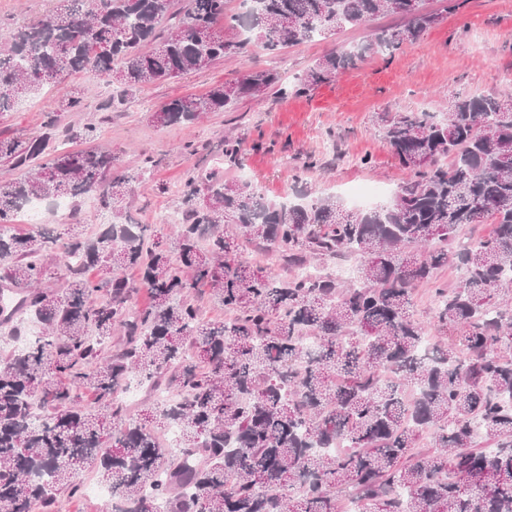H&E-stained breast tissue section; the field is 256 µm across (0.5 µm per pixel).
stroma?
Instances as JSON below:
<instances>
[{
    "label": "stroma",
    "mask_w": 512,
    "mask_h": 512,
    "mask_svg": "<svg viewBox=\"0 0 512 512\" xmlns=\"http://www.w3.org/2000/svg\"><path fill=\"white\" fill-rule=\"evenodd\" d=\"M367 35V30L349 28L278 54L227 57L188 76L126 93L106 78L69 75L0 112V135L39 131L46 113L61 111L65 100L80 97L83 109L73 114V121L99 126L97 146L112 152L115 171L136 178L125 201L129 214L156 228L167 212L181 210L180 184L193 168L213 166L225 136L245 141L243 164L233 175L250 181L265 200L339 196L345 187L366 182L394 188L405 176L382 138L379 114L422 109L441 113L460 93L512 95V0H464L458 12L444 15L416 42L391 54H373L312 91L284 96L270 89L188 127L149 120L171 99L205 93L250 68L275 71L296 83L324 54L360 45ZM119 93L124 104L105 111V104ZM188 142L195 154L184 151ZM145 153L156 160L146 172L141 169ZM310 154L319 155V166L295 181L296 168ZM363 156L369 157V165H359ZM102 222L94 197L85 196L76 211L47 213L45 226L63 234L79 224L93 234Z\"/></svg>",
    "instance_id": "obj_1"
}]
</instances>
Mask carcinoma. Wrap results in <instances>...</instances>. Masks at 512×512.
I'll return each instance as SVG.
<instances>
[{
  "label": "carcinoma",
  "mask_w": 512,
  "mask_h": 512,
  "mask_svg": "<svg viewBox=\"0 0 512 512\" xmlns=\"http://www.w3.org/2000/svg\"><path fill=\"white\" fill-rule=\"evenodd\" d=\"M423 0H58L0 50V112L63 75L91 73L132 90L224 57L279 53L315 36L377 28L318 59L296 92L328 83L369 55L420 39L440 18ZM242 29L243 40L224 36ZM276 87L251 69L234 83L175 98L161 125H189ZM383 136L407 172L389 202L350 210L334 196L269 202L224 171L243 142L224 138V168L193 170L170 236L123 213L133 192L112 152L64 150L99 127L48 112L41 133L0 136V271L22 295L38 338L0 361V512H56L97 467L119 512H512V96H463L442 116L386 112ZM95 197L108 222L94 236L21 232L26 202ZM488 235L455 251L461 227ZM249 246L288 269L264 270ZM59 251L62 287L44 292ZM317 255L355 257L348 279L295 270ZM451 266L458 285L438 272ZM108 271L91 279L89 270ZM427 286L432 325L411 313ZM146 288L151 303L129 307ZM229 318L206 322L198 295ZM122 343L101 357L115 327ZM431 336L421 356L422 337ZM313 343H307L308 339ZM128 383L172 393L133 419ZM89 392V406L79 395ZM176 427V447L159 434ZM343 442L334 456L322 452Z\"/></svg>",
  "instance_id": "cac0c4a2"
}]
</instances>
